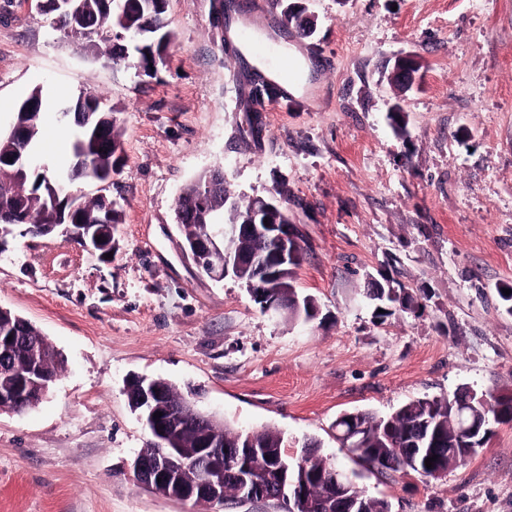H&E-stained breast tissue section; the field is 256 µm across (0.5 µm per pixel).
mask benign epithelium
I'll use <instances>...</instances> for the list:
<instances>
[{"mask_svg":"<svg viewBox=\"0 0 512 512\" xmlns=\"http://www.w3.org/2000/svg\"><path fill=\"white\" fill-rule=\"evenodd\" d=\"M417 65L409 57L396 60L391 80L407 90L416 81ZM271 218L268 202H263L260 210L245 224H227L208 236L191 240L188 249L196 266L215 281L231 276L240 281L252 297L260 301L263 312L280 314L288 308L299 317L309 319L315 315L316 307L310 298L303 300L293 297L288 300V272L294 269L296 244L299 241L295 224H265ZM48 232L59 230L62 241L70 243L75 239L82 242V249L93 253L98 248L112 249L114 235L86 240L84 233L73 230L68 225L52 222ZM256 280L274 281L276 287L263 293H253ZM56 377L49 374L41 357L31 358L29 370L20 384L11 389L0 390V409L3 400H12L18 394L25 395L35 406L47 395ZM139 390L132 410L149 431L152 447L159 449L153 456L137 453L129 471L133 480L143 488H151L161 483L168 489L170 498L178 502L204 498L217 504H224V480L238 484L240 500L246 503L273 506L278 512H365V504L358 499L345 498L339 494L353 478L349 473L336 472V491L326 502L314 503L306 494L307 475L297 469L288 475L289 467L278 462L276 455L265 448H257L250 433H239L237 441L229 446L222 440L210 436L207 424L211 417L207 412L190 404L186 408L168 407L163 401L162 380L140 376L136 378ZM499 401L512 405V394L477 393L469 387H461L449 404V416L457 425V439L460 448L453 453L458 459L473 458L486 445L493 428L487 427L488 420L480 416L482 408L490 402ZM160 411L162 416L154 417ZM348 426L336 433L342 448L351 449L353 454L363 452V430L365 425L356 412L346 413ZM193 423L199 433V448L189 456L180 448L177 435L184 423ZM413 453L419 457L430 452L434 443L428 427L417 430ZM269 456L272 465L265 471L253 468V460ZM188 466L212 469L223 472V477H214L197 484H188L183 479V471Z\"/></svg>","mask_w":512,"mask_h":512,"instance_id":"obj_1","label":"benign epithelium"}]
</instances>
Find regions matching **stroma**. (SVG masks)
<instances>
[{
  "label": "stroma",
  "instance_id": "35a3bbf8",
  "mask_svg": "<svg viewBox=\"0 0 512 512\" xmlns=\"http://www.w3.org/2000/svg\"><path fill=\"white\" fill-rule=\"evenodd\" d=\"M310 37L279 0H169L175 40L154 77L88 57L36 0H0V127L46 93L41 162L68 177L60 109L85 92L112 107L124 165L111 258L13 227L0 250V307L64 357L48 396L0 411V512H224L139 488L129 464L149 435L130 378H163L239 431L307 439L352 471L333 423L392 413L468 386L512 393V0H303ZM253 23L303 59L298 93L262 101L265 73L228 40ZM412 56L418 80L390 74ZM400 110L404 129L390 119ZM220 167L240 200L288 186L304 234L295 270L318 316L263 313L234 279L184 252L181 189ZM396 280L415 311L377 319L368 294ZM394 512H512V425L439 479L367 472Z\"/></svg>",
  "mask_w": 512,
  "mask_h": 512
}]
</instances>
